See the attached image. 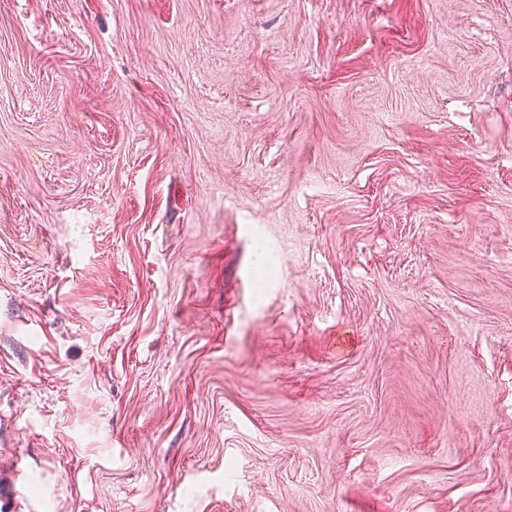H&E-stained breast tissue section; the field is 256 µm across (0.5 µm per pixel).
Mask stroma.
Masks as SVG:
<instances>
[{
  "mask_svg": "<svg viewBox=\"0 0 512 512\" xmlns=\"http://www.w3.org/2000/svg\"><path fill=\"white\" fill-rule=\"evenodd\" d=\"M9 512H512V0H0Z\"/></svg>",
  "mask_w": 512,
  "mask_h": 512,
  "instance_id": "obj_1",
  "label": "stroma"
}]
</instances>
